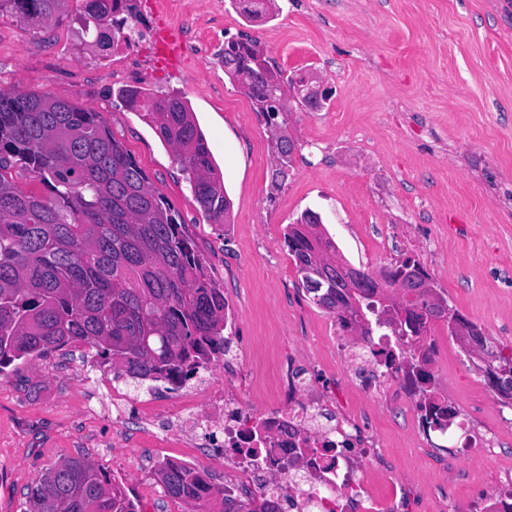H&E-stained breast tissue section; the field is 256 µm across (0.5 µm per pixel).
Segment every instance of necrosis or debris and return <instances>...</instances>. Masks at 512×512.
Returning a JSON list of instances; mask_svg holds the SVG:
<instances>
[{
    "label": "necrosis or debris",
    "mask_w": 512,
    "mask_h": 512,
    "mask_svg": "<svg viewBox=\"0 0 512 512\" xmlns=\"http://www.w3.org/2000/svg\"><path fill=\"white\" fill-rule=\"evenodd\" d=\"M331 341L351 384L365 395L409 407L416 436L440 459H467L478 448L494 453V429L468 427L466 409L445 386L416 376L417 370L435 369L447 346L483 367L469 337L445 340L430 325L405 338L365 335L353 320L336 326ZM278 395V405L260 408L224 390H211L206 412L186 405L179 420L201 432L211 459L233 470L234 481L226 486L229 496L255 494L274 503L285 499L292 512H350L361 506L375 442L347 431L343 423L322 424L324 396L313 386L291 378L280 385Z\"/></svg>",
    "instance_id": "obj_1"
}]
</instances>
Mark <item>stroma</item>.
Instances as JSON below:
<instances>
[{"label": "stroma", "instance_id": "35a3bbf8", "mask_svg": "<svg viewBox=\"0 0 512 512\" xmlns=\"http://www.w3.org/2000/svg\"><path fill=\"white\" fill-rule=\"evenodd\" d=\"M150 29L178 31L184 51L160 63L154 46L103 52L81 39L82 0L37 28L0 18V89L47 93L100 112L178 211L204 271L239 314L244 373L222 366L211 388L253 400L282 360L317 378L338 416L379 440L367 485L376 512H454L512 472V408L482 374L449 353L439 367L459 402L497 428L500 451L453 464L415 438L406 407L357 394L332 347L333 315L303 287L284 236L305 209L320 212L340 252L376 272L413 255L450 306L512 356V0H277L274 19L247 22L229 0H133ZM247 34L287 72L317 77L323 108L293 104L283 127L295 142L283 185L272 172L273 129L213 60ZM187 102L230 201L225 224L195 202L172 146L119 88ZM74 343L0 375V512H24L31 487L55 462L79 457L124 483L139 512H192L165 495L162 460L234 474L208 459L203 439L176 429L180 397L145 400L133 381ZM126 399L112 400L113 384ZM408 480L414 497L400 500Z\"/></svg>", "mask_w": 512, "mask_h": 512}]
</instances>
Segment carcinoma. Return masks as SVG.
Wrapping results in <instances>:
<instances>
[{
    "label": "carcinoma",
    "mask_w": 512,
    "mask_h": 512,
    "mask_svg": "<svg viewBox=\"0 0 512 512\" xmlns=\"http://www.w3.org/2000/svg\"><path fill=\"white\" fill-rule=\"evenodd\" d=\"M64 0H0L32 26L60 18ZM131 0H85L83 32L104 50L117 48L109 25ZM258 40L225 41L221 61L233 80L246 75L254 98L278 99L292 76L258 66ZM118 99L141 112L176 152L196 203L215 224L230 207L206 139L177 94L121 89ZM18 178L44 191L23 190ZM285 241L298 272L306 241ZM316 304L331 313L350 299L369 316L395 309L373 275L351 295L334 282L309 285ZM224 293L182 231L179 215L152 189L149 177L110 131L101 113L46 93L0 90V374L14 362L72 343L96 350L137 383L165 379L181 385L224 354ZM165 493L192 505L217 502L220 512H270L240 503L193 469L163 465ZM25 512H137L125 487L90 462L63 458L34 487Z\"/></svg>",
    "instance_id": "1"
}]
</instances>
